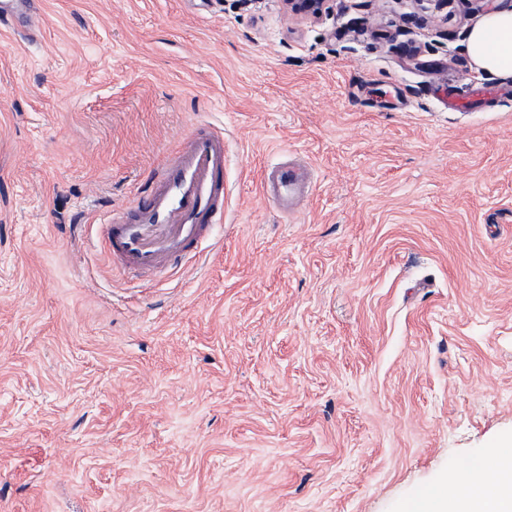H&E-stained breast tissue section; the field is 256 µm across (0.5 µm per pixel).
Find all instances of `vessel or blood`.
Masks as SVG:
<instances>
[{
  "label": "vessel or blood",
  "instance_id": "1",
  "mask_svg": "<svg viewBox=\"0 0 512 512\" xmlns=\"http://www.w3.org/2000/svg\"><path fill=\"white\" fill-rule=\"evenodd\" d=\"M40 24L36 0H0V26L27 37ZM267 197L288 214L301 209L313 189L310 170L293 164L271 171ZM224 220V134L189 133L153 172L148 189L112 210L100 242L106 259L123 273L155 279L199 258L213 225Z\"/></svg>",
  "mask_w": 512,
  "mask_h": 512
}]
</instances>
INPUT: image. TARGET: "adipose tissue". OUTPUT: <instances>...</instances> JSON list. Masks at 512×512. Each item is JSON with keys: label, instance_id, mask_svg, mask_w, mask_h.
<instances>
[{"label": "adipose tissue", "instance_id": "obj_1", "mask_svg": "<svg viewBox=\"0 0 512 512\" xmlns=\"http://www.w3.org/2000/svg\"><path fill=\"white\" fill-rule=\"evenodd\" d=\"M468 52L484 73L512 76V8L483 15L470 29ZM493 481L484 469L464 473L455 489L440 487L415 504L412 512H512V448L496 449Z\"/></svg>", "mask_w": 512, "mask_h": 512}]
</instances>
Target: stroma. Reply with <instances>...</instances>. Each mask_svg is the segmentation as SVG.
Returning a JSON list of instances; mask_svg holds the SVG:
<instances>
[{"label": "stroma", "instance_id": "stroma-1", "mask_svg": "<svg viewBox=\"0 0 512 512\" xmlns=\"http://www.w3.org/2000/svg\"><path fill=\"white\" fill-rule=\"evenodd\" d=\"M42 10L0 34V512H410L512 443V77L474 17ZM191 126L224 132L223 249L112 269L104 219ZM295 155L289 216L263 181ZM265 181L267 198L289 215L309 200L314 183L311 171L300 164L275 168Z\"/></svg>", "mask_w": 512, "mask_h": 512}]
</instances>
